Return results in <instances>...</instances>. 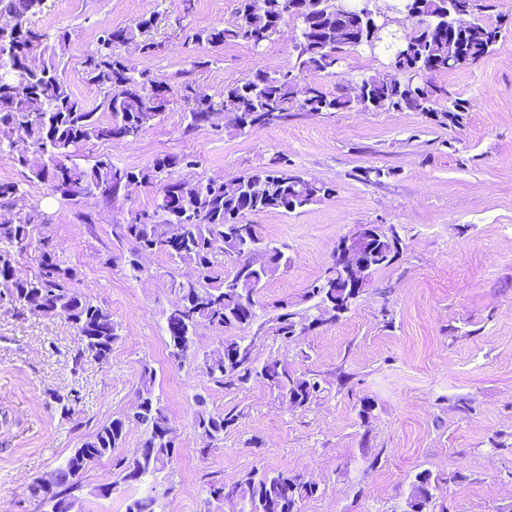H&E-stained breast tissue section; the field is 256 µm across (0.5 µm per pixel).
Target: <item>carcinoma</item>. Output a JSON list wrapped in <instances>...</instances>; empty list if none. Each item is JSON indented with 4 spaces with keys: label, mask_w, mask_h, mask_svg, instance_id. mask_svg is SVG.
Returning <instances> with one entry per match:
<instances>
[{
    "label": "carcinoma",
    "mask_w": 512,
    "mask_h": 512,
    "mask_svg": "<svg viewBox=\"0 0 512 512\" xmlns=\"http://www.w3.org/2000/svg\"><path fill=\"white\" fill-rule=\"evenodd\" d=\"M235 14L241 24L215 26L192 33L198 44L222 46L239 44L255 51L262 49L287 20L295 23L292 62L287 70L259 69L252 79L230 84L218 96L198 94L192 81L175 86L183 101L193 105L183 115V134L205 127H218L224 114L238 116L237 131L285 122L293 112L331 115L336 112H421L427 116L457 124L469 103L454 97L442 85L425 95L402 80L396 68L428 64L433 75H446L460 65L448 62V43L467 46L466 64L480 62L509 30L508 19L500 15L495 22L486 20L492 8L490 0H397L395 13L403 26L382 32L369 22H377L380 8L375 0L341 6L340 0H317V8L308 9L310 0H236ZM47 0H0V153L11 156L23 180L47 182L53 192L77 194L98 204H115L131 181H150L163 188L151 207L129 215L123 224L114 225L115 235L130 245L128 266L131 276L143 273L141 255L160 254L175 266L189 265L198 274L194 278L170 275V289L183 301L178 314L165 316L169 358L184 363L196 356L197 330L218 327L227 330H251L252 338L232 336L235 346L228 354L220 345L203 353L201 372L207 381L227 389L238 388L254 380L278 398L303 407L317 398L321 385L317 378L292 370L288 365L269 360L257 363L254 340L272 336L283 342H295L305 330L324 317L321 307L336 304L344 289L334 288L336 269L330 267L305 293L301 303L280 299L273 304L275 314L268 316L256 301L266 283L288 267V256L278 246L256 237L254 246L270 252L266 269L256 272L246 265L224 270L229 251L224 238L228 225L241 223L248 213L279 211L292 213L323 201L334 194L333 186L304 177L285 158H276L266 166L226 183L197 178L194 185L204 193L194 198L183 196L184 180L174 176L179 164L191 169L187 157L165 155L149 167L134 170L112 162L108 155L89 156L83 150L102 141L136 140L161 121L164 113L155 111L145 93V85L156 79L147 70L131 66L124 51L133 49L143 57L154 56L160 43L151 35L153 19L142 18L122 29L105 27L83 61L85 81L99 95L90 108L78 98L64 80L56 63V48L64 47L68 35L54 37L34 24ZM475 10L477 23L471 29L455 27L457 15ZM380 47L391 54L388 65L393 72L376 71L361 79L362 96L356 100L326 91L318 85L299 87L301 75L332 72L351 52L367 51L375 55ZM107 113L110 120H102ZM24 191L20 183L0 181V302L9 304L14 314L67 319L79 336L81 347L73 357L74 368L87 359L101 364L109 361L112 345L118 339L112 313L72 288L75 269L63 265L57 256L53 236L43 231L38 239L31 226H48L51 220L36 205H20ZM180 224L184 238L173 249L167 245L171 226ZM384 238L375 244L373 271L393 264L399 256L397 243ZM34 249L37 273L30 279L14 274L15 257ZM156 373L143 367L140 386L132 408L133 418L144 427L142 446L130 456L115 461L116 480L112 486L141 485L167 469L175 453L171 420L167 408L155 395ZM195 427L208 437L200 449L205 455L224 440V431L232 427L238 415L213 413L200 394L194 398ZM125 418L118 417L100 427L83 442V453L72 451L50 473L30 486L31 496L40 512H81L85 495L102 498L94 487L85 491L81 477L93 463L112 455L122 442ZM432 483L419 473L411 485L410 498L428 507L433 501ZM163 490L151 484L150 494L134 499L127 512H153L157 495ZM318 493V486L288 470L270 474L257 471L232 486L220 481L208 484L204 512H224V506H240L239 512H291L296 495L306 500Z\"/></svg>",
    "instance_id": "carcinoma-1"
}]
</instances>
